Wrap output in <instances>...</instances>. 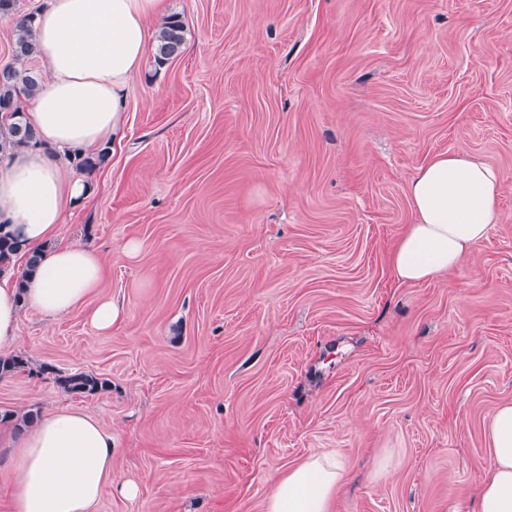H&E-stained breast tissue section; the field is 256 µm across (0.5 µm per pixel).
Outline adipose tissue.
Returning a JSON list of instances; mask_svg holds the SVG:
<instances>
[{"mask_svg": "<svg viewBox=\"0 0 512 512\" xmlns=\"http://www.w3.org/2000/svg\"><path fill=\"white\" fill-rule=\"evenodd\" d=\"M166 0H48L36 19L47 79L26 113L41 147L0 157V232L40 257L25 285L16 270L0 273V353L17 346L22 306L48 319L89 307V322L106 335L122 317L98 297L103 278L96 251L60 239L65 210L89 187L64 176L59 156L117 138L122 92L152 48L150 20ZM501 178L478 156L439 154L419 167L408 188L413 221L396 241L395 279L417 283L459 267L499 218ZM491 463L474 512H512V402L485 426ZM7 452L10 512H97L112 482V432L83 410L61 406L18 435L0 432ZM348 471L336 453L309 456L279 478L264 512H329Z\"/></svg>", "mask_w": 512, "mask_h": 512, "instance_id": "ef3b65f1", "label": "adipose tissue"}]
</instances>
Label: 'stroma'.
<instances>
[{
	"mask_svg": "<svg viewBox=\"0 0 512 512\" xmlns=\"http://www.w3.org/2000/svg\"><path fill=\"white\" fill-rule=\"evenodd\" d=\"M169 11L181 54L129 82L122 137L61 226L99 252L122 319L98 336L86 310L23 308L28 368L0 378V410L111 429L99 512H263L326 450L349 471L330 512H471L486 422L512 402V0ZM456 151L498 170L499 222L455 271L400 283L408 184ZM74 372L110 387L66 393Z\"/></svg>",
	"mask_w": 512,
	"mask_h": 512,
	"instance_id": "35a3bbf8",
	"label": "stroma"
}]
</instances>
